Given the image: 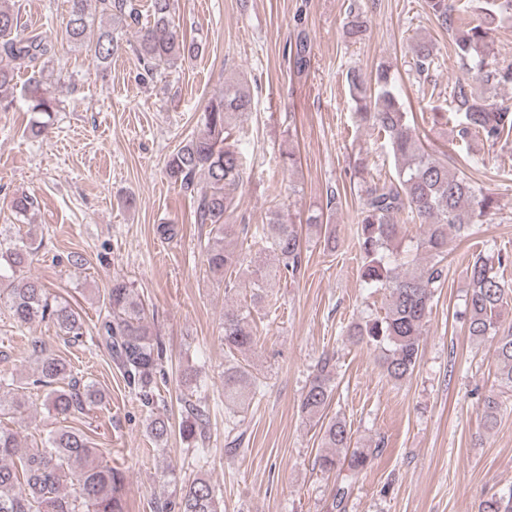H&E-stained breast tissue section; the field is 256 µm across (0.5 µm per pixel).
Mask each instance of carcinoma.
Here are the masks:
<instances>
[{
  "mask_svg": "<svg viewBox=\"0 0 512 512\" xmlns=\"http://www.w3.org/2000/svg\"><path fill=\"white\" fill-rule=\"evenodd\" d=\"M67 41L85 48L97 65H105L120 48L117 28L137 26L134 50L147 75L154 77L178 61L196 56L201 45L186 35L171 19V0H151V20L140 24L134 0H97L104 22L96 39L87 40L88 0H68ZM437 23L453 37L463 65L476 72L481 82L493 89L512 85V66L499 67L488 61L484 51L492 31L501 24H512V0H426ZM346 37L364 39L368 32L362 15L349 11ZM54 55L52 43L20 33L18 13L0 6V106L13 105L16 97L15 74L37 69L24 90L27 111L42 120L32 124L40 134L50 126L58 106L54 85L44 80L46 62ZM433 45L420 40L413 45V69L425 74L435 63ZM348 90L362 125L379 130L387 138L395 164V176L370 183L361 198L357 239L361 256V278L385 294L384 313L352 324L347 336L355 344L379 353L380 367L389 381L400 384L414 372L422 354L421 336L432 312L438 291L448 277V240L467 237L471 227L491 215L495 200L478 196L475 188L448 163L429 155L403 111L390 71L382 66L365 79L358 71L346 75ZM455 107L448 120L455 124L459 140L466 143L478 137L505 149L512 145V104L491 101L473 91L470 84L458 82L453 88ZM252 109L247 83L224 80V89L214 94L205 108L200 131L187 139L167 160L169 180L193 199L195 220L211 225L205 252L210 272L217 276L242 265L238 252L224 243L226 221L235 206V192L241 181L242 157L236 145L228 143L235 129ZM37 199L16 195L11 211L26 216L36 208ZM417 224L422 236L416 249L427 255L422 265L410 266L408 251L400 249L402 225ZM253 238L268 245L276 264L251 272L255 296H260L278 276L300 273L303 249L298 227L279 218L255 225ZM35 240L16 238L11 228L0 226V303L7 305L15 323L24 326L36 320L47 321L60 336L79 338L83 323L67 303L50 296L45 285L24 272ZM512 263L508 254L472 256L465 268L469 281L466 300L467 330L475 343H495L499 391L486 396L482 406V428H496L503 412L501 395L512 392V322L502 318L512 299V285L499 275V269ZM106 319L101 336L119 365L127 385L141 401L154 403L155 390L164 381V348L153 336L142 300L133 286L121 277L112 279L105 294ZM224 343V430L230 446L241 445L237 409L251 402L260 387L247 390L248 372L239 355L257 347L251 312L243 307L224 309L221 323ZM31 347L36 368L29 385L45 392L44 406L60 426L48 432L41 447L21 451L18 432L0 425V512H127L122 494L124 472L97 462V448L82 431L67 421L99 399L92 384H80L70 365L45 341L34 338ZM334 355L325 353L317 361L304 387L300 409L309 419L323 416L334 396ZM27 400L14 378L0 376V419L21 413ZM187 415L179 433L198 461L204 449L196 447L204 437L209 409L201 401L185 400ZM172 426L160 416L146 421V433L155 444L167 442ZM351 430L342 418H330L322 431L324 452L316 457L323 472L345 470L353 477L368 467L374 451L351 448ZM159 512H218L216 487L203 477L186 485L179 500L165 501ZM478 512H512V489L482 500Z\"/></svg>",
  "mask_w": 512,
  "mask_h": 512,
  "instance_id": "cac0c4a2",
  "label": "carcinoma"
}]
</instances>
